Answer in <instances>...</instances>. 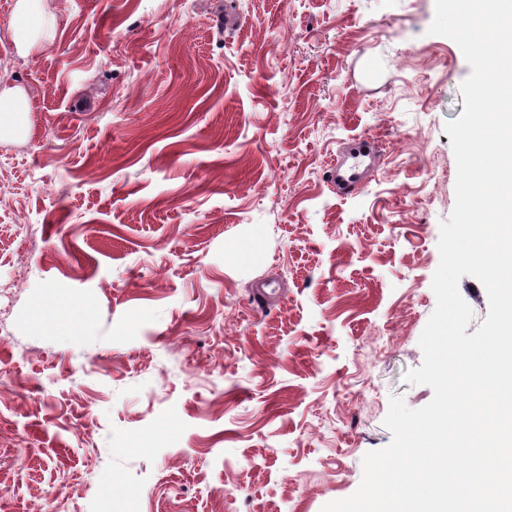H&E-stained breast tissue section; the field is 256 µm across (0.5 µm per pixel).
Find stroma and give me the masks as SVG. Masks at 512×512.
<instances>
[{"mask_svg": "<svg viewBox=\"0 0 512 512\" xmlns=\"http://www.w3.org/2000/svg\"><path fill=\"white\" fill-rule=\"evenodd\" d=\"M0 0V512H321L429 386L446 122L434 0ZM381 160L342 195L354 137ZM245 249L240 262L230 252ZM80 305L68 332L53 308ZM45 0H17L13 16V34L17 47L27 54L40 43L55 24V18L45 14ZM30 111L25 92L17 87L0 92V137L4 133L17 136L24 127V118ZM379 155L380 150L375 141L358 138L352 150L340 153L336 160H331L328 168L336 191L350 193L359 190L363 185L364 169Z\"/></svg>", "mask_w": 512, "mask_h": 512, "instance_id": "1", "label": "stroma"}]
</instances>
